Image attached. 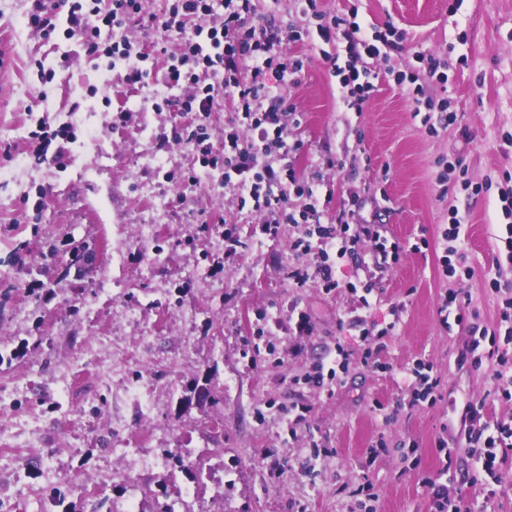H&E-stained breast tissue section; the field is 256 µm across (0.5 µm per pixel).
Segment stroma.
Here are the masks:
<instances>
[{"instance_id": "35a3bbf8", "label": "stroma", "mask_w": 512, "mask_h": 512, "mask_svg": "<svg viewBox=\"0 0 512 512\" xmlns=\"http://www.w3.org/2000/svg\"><path fill=\"white\" fill-rule=\"evenodd\" d=\"M353 4L362 28L390 24L404 34L399 68L418 51L447 54L454 119L433 114L438 133L429 135L385 77L363 112L348 110L323 42L288 45L305 61L289 93L302 114L298 175L319 172L333 183L327 215L354 209L357 221L385 225L389 240L407 247L435 239L457 208L475 269L462 287L495 326L497 299L484 273L503 222L498 196L453 181L440 188L434 171L438 159L458 156L475 183L512 173L503 139L512 134V0L318 2L330 14ZM31 6L0 0V145L14 147L0 155V170L11 173L0 181V512H124L133 498L142 512H430L428 478L461 488L460 512H512V460L497 472L502 495L484 500L468 483V454L447 470L436 454L445 405H403V373L419 359L433 364L444 389L477 401L490 388L484 372L455 365L465 338L440 322L454 281L434 250L408 249L377 274L366 323L378 331L397 318L401 326L386 337L380 367L364 366L366 345L348 317L355 298L315 283L292 288L284 278L294 225L262 238L232 189L206 177L191 190L179 185L194 157L174 135L195 118L170 106L174 91L156 82L143 103L109 58L90 60L76 43L30 30ZM45 72L52 81L42 80ZM120 109L130 118L117 126ZM42 121L74 131L63 163L27 150ZM331 155L345 166L326 168ZM158 208L162 228L146 251L136 227ZM228 234L241 242L229 257ZM78 249L95 252V262L72 265ZM293 307L309 315L312 335L255 337L259 312L284 318ZM337 344L350 367L327 396L304 377ZM134 378L151 393L150 416L122 400ZM205 380L219 400L186 403ZM376 401L394 419L373 412ZM281 403L309 406L296 433L282 423ZM115 414L125 423L118 433L109 428ZM313 442L326 454L311 457ZM123 455L152 465L126 478L115 467ZM179 457L195 475L175 466ZM366 480L376 498L360 509L353 491ZM185 484L195 490L188 504L179 497Z\"/></svg>"}]
</instances>
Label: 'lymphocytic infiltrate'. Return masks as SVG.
Segmentation results:
<instances>
[{
    "instance_id": "obj_1",
    "label": "lymphocytic infiltrate",
    "mask_w": 512,
    "mask_h": 512,
    "mask_svg": "<svg viewBox=\"0 0 512 512\" xmlns=\"http://www.w3.org/2000/svg\"><path fill=\"white\" fill-rule=\"evenodd\" d=\"M303 15V25L283 28L257 15L254 0H174L162 16L144 11L142 0H33L27 24L43 39L60 34L80 42L89 57L106 55L123 62L119 79L136 90L148 88L155 65L164 64L165 82L180 91L174 99L179 111L200 115L230 105L233 116L224 129L222 151L213 150L204 125L176 134V141L194 151L200 164L199 170L185 172L183 185L195 186L203 173L233 188L240 209L261 215L259 232L264 238L277 239L284 224L299 227L292 248L301 255H314L315 261L286 266L285 278L296 288L314 280L325 291L342 288L356 294L359 312L350 323L358 327L364 323L363 311L370 307L373 286L359 280L339 283L337 266L349 261L356 269L380 272L398 263L405 249L417 252L431 245L441 253L444 275L471 279L475 270L465 263L463 219L457 209H449L436 243L423 238L408 248L388 241L384 225L356 223L351 209L339 208L332 221H325L320 201L332 199V191L325 181L302 182L296 174L294 160L303 144L290 127L300 124L301 115L292 111L287 96L303 61L285 47L313 33L327 45L345 40V57L327 51L322 57L339 79L342 100L358 113L375 90L372 66L377 62L384 63L385 76L408 96L415 112L447 111V98L429 94L428 87L447 82L448 58L418 51L411 68L398 70L391 55L399 51L403 35L394 27L364 31L357 21V7L330 15L318 8L317 0H306ZM132 25L156 30L161 37L149 49H136L124 35ZM174 37L182 41L177 53L167 50ZM293 193L305 198L302 208L290 207ZM499 200L505 225L496 237L498 254L485 275L500 298L497 325L491 328L482 322L464 289H449L444 300L454 305V322L467 337L456 360L458 367L485 371L491 399L512 401V279L506 275L512 269V185L500 189ZM407 379L408 408L443 401L441 380L431 364L416 361ZM487 402L462 400L456 443L442 434L436 447L448 465L458 449H469L486 476L479 487L490 497L494 491L489 477L512 458V416L490 413Z\"/></svg>"
}]
</instances>
